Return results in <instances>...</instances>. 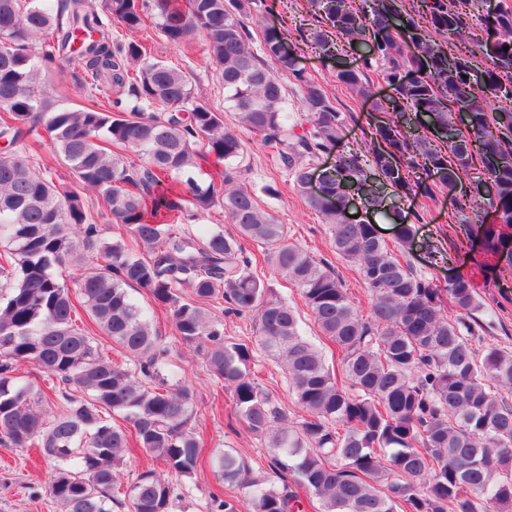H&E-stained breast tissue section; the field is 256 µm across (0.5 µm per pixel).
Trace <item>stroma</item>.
<instances>
[{
  "mask_svg": "<svg viewBox=\"0 0 512 512\" xmlns=\"http://www.w3.org/2000/svg\"><path fill=\"white\" fill-rule=\"evenodd\" d=\"M256 12L261 26H274L283 31L287 44L297 53L300 67L324 87L338 110L348 115L335 152L323 155V163L333 164L337 154L342 152L363 151L379 116L377 106L390 93L381 76H370V95L366 98L337 83V69L356 66V58L341 54L328 59L318 53L313 34L322 30L323 25L309 11L307 0H258ZM261 26L251 29V47L255 50L261 46ZM112 38L120 43L134 38L149 43L156 57L189 72L197 99L212 108L224 109V87L214 71L206 66L202 51L182 53L153 25L134 34L116 28ZM72 68L71 62L62 60L51 71L42 73L41 84L46 93L60 97L62 105L73 108L91 107L105 100L108 91L104 88L80 93L69 91ZM239 135L245 145L242 162L245 182L262 207L287 225L291 242L328 264L343 278L353 296H361L363 285L352 264L337 256L327 225L297 192L288 170L271 158L253 133L243 129ZM389 199L391 204L401 208L403 215L417 213L423 217L422 222L414 226L415 243L409 256L416 272L441 285L459 274L470 279L486 308L494 310L497 322L496 330L481 340V347L512 350V274L501 269L481 235L466 232L458 223V198L442 193L431 199L419 193L409 197L393 193ZM504 296L509 299L505 305L500 302ZM181 365L193 378L196 425L208 442L206 454L231 449L247 458L252 466L266 464L263 440L246 431L231 415L227 394L208 376L202 358L188 351ZM0 459L7 464L6 469H0V512H57L55 505L47 502L42 494L50 469L35 451L0 447Z\"/></svg>",
  "mask_w": 512,
  "mask_h": 512,
  "instance_id": "obj_1",
  "label": "stroma"
}]
</instances>
